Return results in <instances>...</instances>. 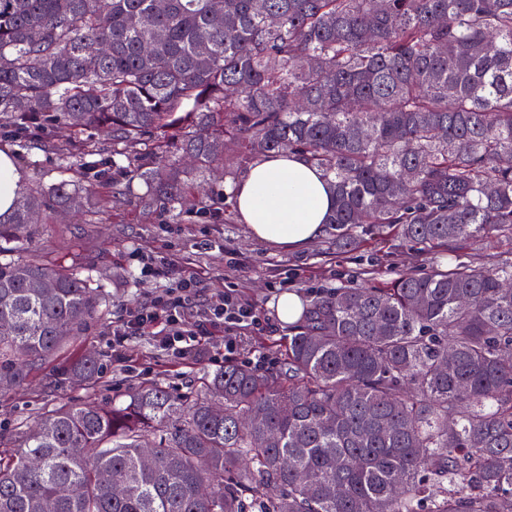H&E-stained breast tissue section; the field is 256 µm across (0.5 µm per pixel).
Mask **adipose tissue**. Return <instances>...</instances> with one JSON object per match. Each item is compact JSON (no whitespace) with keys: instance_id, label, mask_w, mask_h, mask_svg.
Returning <instances> with one entry per match:
<instances>
[{"instance_id":"ef3b65f1","label":"adipose tissue","mask_w":512,"mask_h":512,"mask_svg":"<svg viewBox=\"0 0 512 512\" xmlns=\"http://www.w3.org/2000/svg\"><path fill=\"white\" fill-rule=\"evenodd\" d=\"M232 192L237 215L255 238L293 250L321 233L334 206L328 182L294 154L256 161Z\"/></svg>"}]
</instances>
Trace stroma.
<instances>
[{
  "label": "stroma",
  "mask_w": 512,
  "mask_h": 512,
  "mask_svg": "<svg viewBox=\"0 0 512 512\" xmlns=\"http://www.w3.org/2000/svg\"><path fill=\"white\" fill-rule=\"evenodd\" d=\"M93 142L98 169L106 180L97 184L98 212H76L68 223L48 219L29 256L59 261L75 258L90 271L104 298L101 314L85 331L30 375L28 386L0 395V436L33 426L53 407L68 401L92 399L102 404L125 401L135 387L163 381L174 393L193 400L205 376L223 368L225 361H250L268 367L282 361L288 326L279 320L277 299L285 293L304 294L311 288L364 287L384 282L401 271H431L436 258L430 251L399 245L392 236L368 235L352 250L337 248L329 232H321L304 249L291 251L254 238L238 217L224 224H203L188 209L172 213L141 195L116 197L113 180L137 166L132 155L122 168L112 165V141L103 132L70 131L54 127L45 143L32 145L7 137L0 129V151L11 154L23 184L47 186L60 178H78V170H62L52 146L59 140ZM184 252L195 266L207 271L204 288L193 301L203 309L236 283L257 308L259 329L239 336L234 352L224 339L211 337L201 352L188 353L181 368L169 367L171 356L151 336L131 339L126 357L112 351V323L124 310L150 303L163 284L140 276L136 252L154 257L166 247ZM102 360L93 385L72 379V369L84 355Z\"/></svg>",
  "instance_id": "35a3bbf8"
}]
</instances>
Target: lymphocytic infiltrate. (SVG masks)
<instances>
[{"label": "lymphocytic infiltrate", "instance_id": "f902f5d3", "mask_svg": "<svg viewBox=\"0 0 512 512\" xmlns=\"http://www.w3.org/2000/svg\"><path fill=\"white\" fill-rule=\"evenodd\" d=\"M142 276L166 283L165 291L154 304L126 310L112 328V349L120 351L136 336H153L171 356L183 359L199 347L204 336L224 328L246 332L257 323L256 307L236 283L226 285L223 294L211 301L198 323H189L187 309L200 282L187 274L177 254L141 268Z\"/></svg>", "mask_w": 512, "mask_h": 512}]
</instances>
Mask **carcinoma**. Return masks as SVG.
<instances>
[{
	"label": "carcinoma",
	"mask_w": 512,
	"mask_h": 512,
	"mask_svg": "<svg viewBox=\"0 0 512 512\" xmlns=\"http://www.w3.org/2000/svg\"><path fill=\"white\" fill-rule=\"evenodd\" d=\"M0 121L108 131L150 159L115 194L172 212L219 164L297 154L336 248L376 230L453 257L311 291L279 371L57 406L0 442V512H512V262L463 260L512 239V0H0ZM55 150L95 172L93 147ZM90 182L0 214L1 389L98 312L92 274L20 257ZM196 213L226 220L211 193Z\"/></svg>",
	"instance_id": "obj_1"
}]
</instances>
